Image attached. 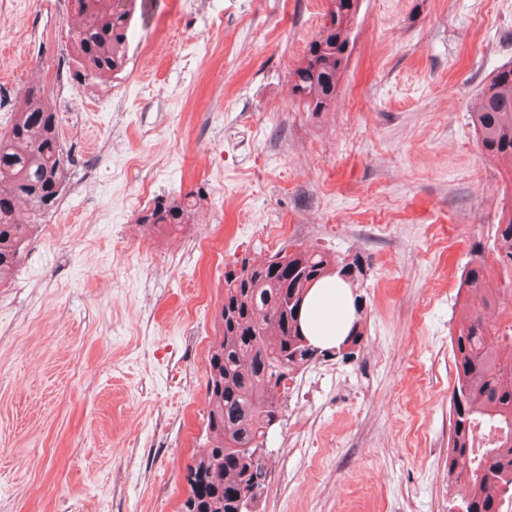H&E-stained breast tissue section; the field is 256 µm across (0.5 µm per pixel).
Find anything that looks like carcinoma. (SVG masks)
I'll use <instances>...</instances> for the list:
<instances>
[{
	"instance_id": "1",
	"label": "carcinoma",
	"mask_w": 512,
	"mask_h": 512,
	"mask_svg": "<svg viewBox=\"0 0 512 512\" xmlns=\"http://www.w3.org/2000/svg\"><path fill=\"white\" fill-rule=\"evenodd\" d=\"M134 0H77L80 23L67 31L77 69L94 77L116 75L127 65ZM359 0H331L325 22L291 72L293 90L312 112L324 111L347 67ZM468 116L480 149L503 164L512 183V65L493 72L471 98ZM69 169L58 137V117L41 88L25 90L11 125L0 131V284L20 261L31 229L56 206ZM201 195L192 191L159 199L139 218L177 229L190 222ZM512 271V206H502L492 256L475 250L464 270L460 325L451 336L455 385L450 397L448 477L458 487V512H512V320L490 323L484 310L512 295V280L497 287L491 266ZM369 266L360 254L331 256L296 250L283 269L273 257L241 260L224 271L220 329L208 363V445L188 467L189 494L181 512H250L246 491L264 489L268 468L260 438L279 420L281 363L295 373L310 363L293 330V304L310 285L338 276L360 288Z\"/></svg>"
}]
</instances>
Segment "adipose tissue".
Instances as JSON below:
<instances>
[{
  "label": "adipose tissue",
  "mask_w": 512,
  "mask_h": 512,
  "mask_svg": "<svg viewBox=\"0 0 512 512\" xmlns=\"http://www.w3.org/2000/svg\"><path fill=\"white\" fill-rule=\"evenodd\" d=\"M352 319L353 296L340 280L327 277L309 290L302 308V326L312 343L323 348L340 346Z\"/></svg>",
  "instance_id": "ef3b65f1"
}]
</instances>
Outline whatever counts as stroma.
Listing matches in <instances>:
<instances>
[{"instance_id":"stroma-1","label":"stroma","mask_w":512,"mask_h":512,"mask_svg":"<svg viewBox=\"0 0 512 512\" xmlns=\"http://www.w3.org/2000/svg\"><path fill=\"white\" fill-rule=\"evenodd\" d=\"M329 5L137 0L127 67L93 80L71 0H0V131L43 86L75 193L0 286V512H177L225 267L288 246L362 254L364 336L290 381L257 512H453L458 288L506 182L467 105L512 63V0H360L310 112L289 74ZM198 188L182 230L140 223Z\"/></svg>"}]
</instances>
